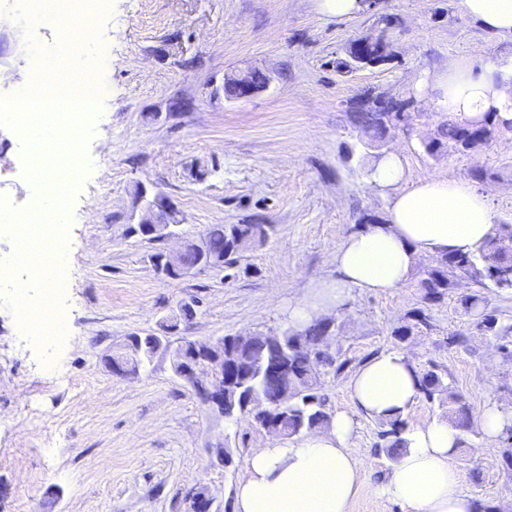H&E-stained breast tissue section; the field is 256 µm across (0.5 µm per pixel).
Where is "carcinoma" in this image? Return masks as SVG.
<instances>
[{"mask_svg": "<svg viewBox=\"0 0 512 512\" xmlns=\"http://www.w3.org/2000/svg\"><path fill=\"white\" fill-rule=\"evenodd\" d=\"M386 56V47L376 45L366 49L362 57L346 56L336 60V69L351 72ZM363 112L351 115L355 125L371 132V138L380 142L393 129L408 126L413 114L406 111L409 102L394 101L370 92L363 94ZM501 127L489 116L480 122H461L449 119L442 123L439 137L424 146V151L437 155L445 150L467 153L490 143L494 131ZM270 224H213L205 232L212 249L215 266L224 267L234 257L264 245L270 237ZM512 268V225L498 224L493 235L468 254H445L436 257L419 281L425 303L437 304L455 285V277L467 275L484 288L493 291L512 290V277L505 271ZM466 315L476 321V326L490 336L505 338L512 335V322L488 308L480 295H467L461 299ZM334 322L317 321L301 333L286 327L280 331L255 336L247 344H238V337H224V352L238 353L239 366L224 371V418L239 420L251 418L255 426L260 419L247 407L249 395L276 400L283 404L280 410L279 429L284 439L291 440L309 434L330 424L332 412L327 398L321 393L320 375L306 351L321 339L333 335ZM423 398L431 403L448 405V421L466 433L473 428L471 409L462 396L448 383V377L434 365L416 371ZM378 441L375 447L390 460L406 446L403 433L406 425L397 417L379 421Z\"/></svg>", "mask_w": 512, "mask_h": 512, "instance_id": "cac0c4a2", "label": "carcinoma"}]
</instances>
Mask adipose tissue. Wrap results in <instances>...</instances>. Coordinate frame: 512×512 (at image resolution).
Wrapping results in <instances>:
<instances>
[{"label":"adipose tissue","instance_id":"adipose-tissue-1","mask_svg":"<svg viewBox=\"0 0 512 512\" xmlns=\"http://www.w3.org/2000/svg\"><path fill=\"white\" fill-rule=\"evenodd\" d=\"M463 14L486 28L512 36V0H458ZM418 88L439 111L462 120L495 113L512 120V55L481 64L462 59L423 72ZM399 154L372 166L373 185L392 189L385 223L349 234L337 249L336 277L321 280L288 312L291 327L304 328L340 308L351 291L380 294L398 288L419 252L469 253L494 230L495 214L485 195L463 179L430 177L406 190ZM353 412H336L328 428L290 444L278 440L253 451L237 486L236 512H353L361 492L363 459L351 444L354 413L372 419L405 416L419 400L414 368L405 353L385 352L365 362L348 385ZM407 446L395 458L379 492L404 512H477L462 490L456 465L459 430L436 417L409 426Z\"/></svg>","mask_w":512,"mask_h":512}]
</instances>
